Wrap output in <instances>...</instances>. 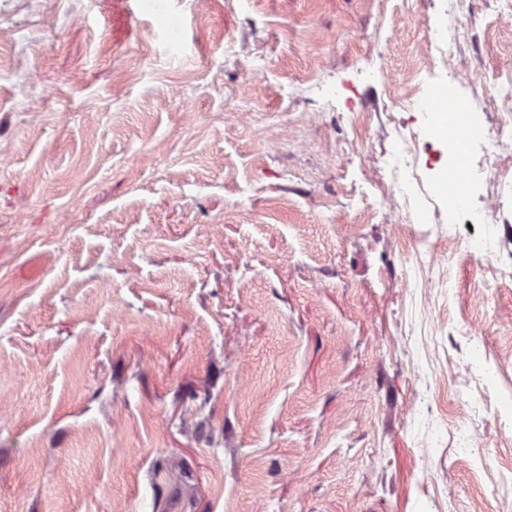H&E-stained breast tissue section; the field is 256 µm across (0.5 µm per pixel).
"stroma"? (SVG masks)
<instances>
[{
    "label": "stroma",
    "mask_w": 512,
    "mask_h": 512,
    "mask_svg": "<svg viewBox=\"0 0 512 512\" xmlns=\"http://www.w3.org/2000/svg\"><path fill=\"white\" fill-rule=\"evenodd\" d=\"M149 2L0 0V512H512V195L374 176L444 0ZM473 185L469 181H461L454 186H448L447 196H432L426 187L422 186L419 191H406L400 190L401 198L403 200V208L406 213V218L410 219L412 215L418 211L423 210L428 204H440L442 207L448 208V211L453 208L454 201L458 196L468 195L472 192Z\"/></svg>",
    "instance_id": "obj_1"
}]
</instances>
